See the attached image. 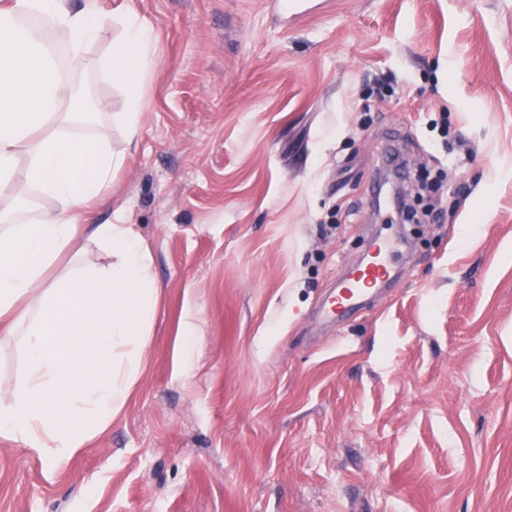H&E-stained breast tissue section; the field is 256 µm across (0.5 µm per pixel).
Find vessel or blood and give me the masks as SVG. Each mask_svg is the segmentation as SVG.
I'll list each match as a JSON object with an SVG mask.
<instances>
[{
	"label": "vessel or blood",
	"instance_id": "obj_1",
	"mask_svg": "<svg viewBox=\"0 0 512 512\" xmlns=\"http://www.w3.org/2000/svg\"><path fill=\"white\" fill-rule=\"evenodd\" d=\"M391 273L392 258L388 253L387 244L372 245L365 263L348 275L336 296L329 302V313L338 317L347 315L369 288L388 280Z\"/></svg>",
	"mask_w": 512,
	"mask_h": 512
}]
</instances>
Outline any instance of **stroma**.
Here are the masks:
<instances>
[{
  "label": "stroma",
  "instance_id": "1",
  "mask_svg": "<svg viewBox=\"0 0 512 512\" xmlns=\"http://www.w3.org/2000/svg\"><path fill=\"white\" fill-rule=\"evenodd\" d=\"M98 6L154 28L142 130L94 67L68 132L126 153L92 220L137 226L161 296L134 398L65 470L0 438V512H512V0ZM391 150L439 179L411 238L371 213ZM377 240L395 281L327 319ZM196 342L195 314L189 312L183 320L181 334L174 349L175 367L183 375H186L188 372L189 348L195 346Z\"/></svg>",
  "mask_w": 512,
  "mask_h": 512
}]
</instances>
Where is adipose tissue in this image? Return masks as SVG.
Here are the masks:
<instances>
[{"mask_svg":"<svg viewBox=\"0 0 512 512\" xmlns=\"http://www.w3.org/2000/svg\"><path fill=\"white\" fill-rule=\"evenodd\" d=\"M39 14L41 26L24 25ZM107 19L96 0L74 11L67 0H8L0 7V196L12 192L17 155L52 210L20 221L0 212V342H18L24 373L0 390V438L59 471L105 433L129 404L145 370L160 299L154 260L135 225L88 221L124 164L103 139L67 134L82 93L64 78L44 31L70 39L68 67H89L85 45ZM119 35L101 69L139 90L155 65L150 22L118 16ZM91 242L109 260L45 273L65 249Z\"/></svg>","mask_w":512,"mask_h":512,"instance_id":"adipose-tissue-1","label":"adipose tissue"}]
</instances>
